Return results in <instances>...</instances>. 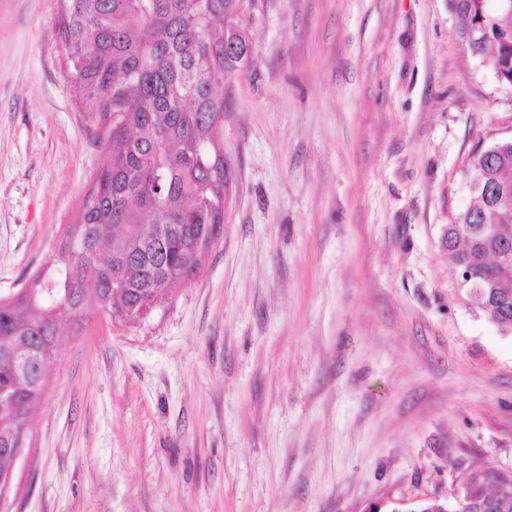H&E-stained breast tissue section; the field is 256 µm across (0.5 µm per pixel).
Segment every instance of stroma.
Listing matches in <instances>:
<instances>
[{"instance_id": "1", "label": "stroma", "mask_w": 512, "mask_h": 512, "mask_svg": "<svg viewBox=\"0 0 512 512\" xmlns=\"http://www.w3.org/2000/svg\"><path fill=\"white\" fill-rule=\"evenodd\" d=\"M55 13L0 0V296L101 157ZM455 31L448 0H256L223 229L144 321L63 331L0 512H407L512 469V332L440 244L512 85Z\"/></svg>"}]
</instances>
